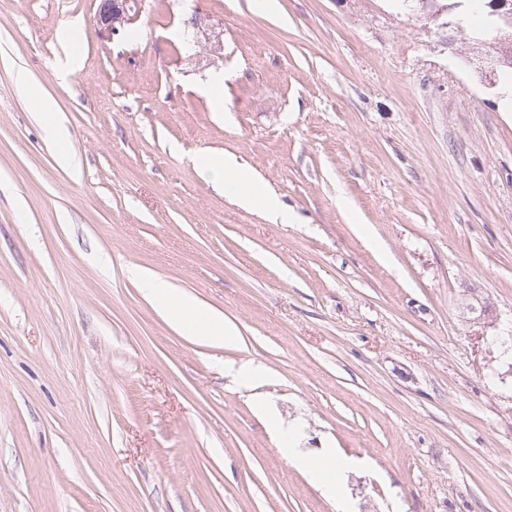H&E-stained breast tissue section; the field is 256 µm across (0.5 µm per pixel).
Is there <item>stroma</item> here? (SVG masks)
I'll return each instance as SVG.
<instances>
[{
    "mask_svg": "<svg viewBox=\"0 0 512 512\" xmlns=\"http://www.w3.org/2000/svg\"><path fill=\"white\" fill-rule=\"evenodd\" d=\"M101 4L0 0V512H512V111L475 26L394 0H129L105 41ZM132 267L239 345L182 333ZM467 287L494 323L463 315ZM246 362L266 380L234 382ZM288 429L354 460L346 508ZM199 164L214 172L216 180L224 186V190L237 184L249 183L248 175L241 170L233 157H225L223 163H212L205 157L199 158ZM240 203L249 208H260L268 214L269 220L274 223L288 224L290 217L274 200L268 198L262 190L251 189L239 192Z\"/></svg>",
    "mask_w": 512,
    "mask_h": 512,
    "instance_id": "obj_1",
    "label": "stroma"
}]
</instances>
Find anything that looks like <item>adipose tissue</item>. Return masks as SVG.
I'll return each mask as SVG.
<instances>
[{"label": "adipose tissue", "mask_w": 512, "mask_h": 512, "mask_svg": "<svg viewBox=\"0 0 512 512\" xmlns=\"http://www.w3.org/2000/svg\"><path fill=\"white\" fill-rule=\"evenodd\" d=\"M201 166L211 167L216 180L224 187L243 185L244 190L239 194L243 206L264 210L272 223H288L290 217L274 200L268 198L262 190H249L248 175L241 170L234 158H225L218 164L209 163L207 158H200ZM133 274L139 281L147 299L173 318L184 333L199 337L208 343H220L226 346L238 345L240 338L235 325L226 322L223 315L217 311L204 308L195 297L181 292L161 278L156 273L140 267L134 268ZM291 435L282 438V450L295 454ZM297 463L321 486L323 492L332 498L342 495L341 477L351 468L350 459L333 455L324 457H309L295 454Z\"/></svg>", "instance_id": "ef3b65f1"}]
</instances>
